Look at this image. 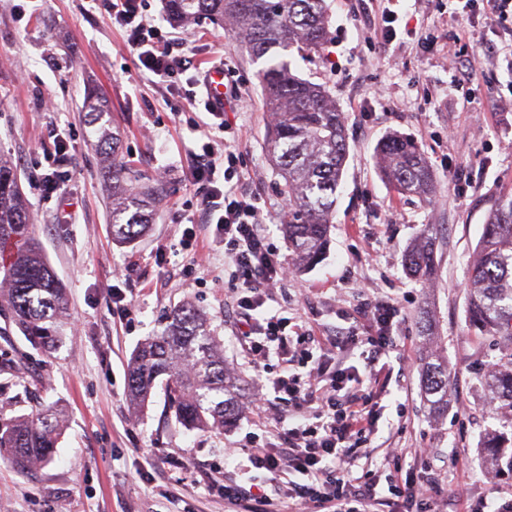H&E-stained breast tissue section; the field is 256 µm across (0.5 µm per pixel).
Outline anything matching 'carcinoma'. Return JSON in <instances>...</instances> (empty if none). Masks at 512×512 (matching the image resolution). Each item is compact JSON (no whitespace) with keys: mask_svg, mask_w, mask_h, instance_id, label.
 I'll list each match as a JSON object with an SVG mask.
<instances>
[{"mask_svg":"<svg viewBox=\"0 0 512 512\" xmlns=\"http://www.w3.org/2000/svg\"><path fill=\"white\" fill-rule=\"evenodd\" d=\"M168 14L180 20H223L251 55L265 58L257 78L270 117L269 161L288 202L281 228L294 265L310 268L323 254L336 213L348 144L343 113L328 90L294 75L284 53L297 49L320 54L328 39L326 0H165ZM89 125L105 156L112 157V230L120 241L144 234L159 199L157 186L140 180L118 159L120 136L108 122L104 93L86 100ZM382 177L397 192L429 200L437 193L432 170L414 139L392 134L376 148ZM436 225L424 224L404 256L407 272L430 281L437 274ZM468 268L467 322L475 336L512 341V194L495 198L486 211ZM0 311L10 315L32 346L50 352L62 341L67 309L65 288L31 236L29 210L11 164L0 159ZM164 381L174 413L189 429L222 427L239 415L237 383L224 365L219 338L206 315L191 304L175 308L165 329L134 352L127 374L131 403L144 407L156 381ZM421 394L433 413L448 410V366L438 356L425 361ZM506 421L484 440L496 458L512 445V349L501 351L480 376ZM60 409L45 407L14 417L0 428V456L28 467L51 459L61 434Z\"/></svg>","mask_w":512,"mask_h":512,"instance_id":"carcinoma-1","label":"carcinoma"}]
</instances>
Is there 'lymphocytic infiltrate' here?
<instances>
[{
    "label": "lymphocytic infiltrate",
    "mask_w": 512,
    "mask_h": 512,
    "mask_svg": "<svg viewBox=\"0 0 512 512\" xmlns=\"http://www.w3.org/2000/svg\"><path fill=\"white\" fill-rule=\"evenodd\" d=\"M480 1L490 26L500 29L501 39L512 46V28L502 26L512 15V0H452L454 19L468 21ZM146 2L105 0L126 31L125 44L137 69L150 73L166 94H183L191 106L203 103L225 133L223 150H216L214 141H202L192 155L191 176L207 188L201 211L214 242L224 248L232 283L224 304L256 373L253 411L266 418L263 433L251 434L243 449L246 460L236 465L238 478H225L220 487L225 503L244 512H432L442 486L428 449L414 452L422 462L418 470H403V454L396 450L382 468L353 474L359 448L370 444L376 432L379 364L390 352L397 304L361 299L356 311L367 328L349 327L327 343L299 316L269 308L289 270L269 243L264 202L238 180L242 134L210 97L197 96L190 38L154 25ZM328 345L357 350L361 369L332 368L324 351ZM274 358L283 371L271 378L267 372ZM253 468L272 475V493L254 492L244 481Z\"/></svg>",
    "instance_id": "obj_1"
}]
</instances>
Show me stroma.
Listing matches in <instances>:
<instances>
[{
	"mask_svg": "<svg viewBox=\"0 0 512 512\" xmlns=\"http://www.w3.org/2000/svg\"><path fill=\"white\" fill-rule=\"evenodd\" d=\"M324 55L291 54L297 76L323 85L346 117L349 156L337 193L331 241L323 261L294 273L276 292L274 308L300 314L316 335L352 325L357 289L400 309L381 385L379 432L369 453L382 463L387 449H434L445 491H461L479 512L512 499V477L486 458L481 442L499 428L490 395L478 382L506 340L471 335L465 282L492 198L512 193V68L496 54L501 40L481 10L457 24L448 0H400L396 39L386 40L384 0H327ZM191 51L201 69L230 60L233 80L247 93L227 106L242 129V187L263 198L266 225L280 259L288 246L280 223L284 200L266 153L269 117L256 77L261 64L222 26L191 24ZM462 57L469 81L449 69ZM462 69V70H463ZM112 103L121 132L120 159L158 183L162 195L148 232L129 244L112 235V180L84 110L88 86ZM54 110H44V98ZM163 94L141 75L125 46V31L94 0H0V154L16 167L30 203L37 242L67 292L59 347L33 348L0 313V424L54 404L65 422L50 462L22 467L0 459V512H232L214 481L236 476L235 448L255 431L254 373L224 306V252L201 232L206 266L192 251L173 252L184 227L201 223L203 187L189 179L204 108ZM66 145L62 195L40 185V164L54 153L55 132ZM397 133L413 138L431 166L438 192L429 202L403 196L380 177L377 144ZM425 224L438 225V274L410 279L403 257ZM132 302L130 320L112 315V290ZM186 302L202 309L219 336L224 362L242 383L237 423L224 430H187L163 388L133 409L127 363ZM433 322L420 328V312ZM448 362V411L424 405L420 368L426 348Z\"/></svg>",
	"mask_w": 512,
	"mask_h": 512,
	"instance_id": "stroma-1",
	"label": "stroma"
}]
</instances>
